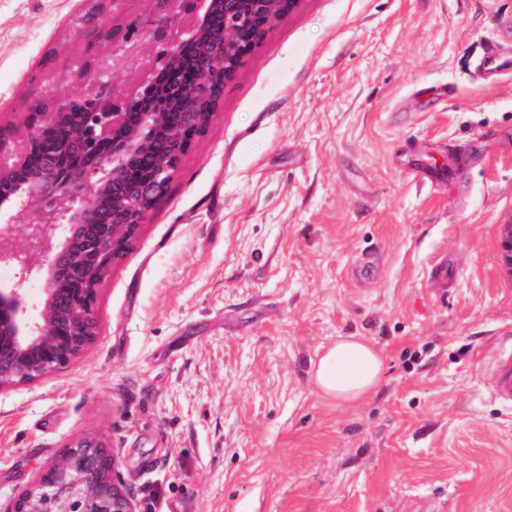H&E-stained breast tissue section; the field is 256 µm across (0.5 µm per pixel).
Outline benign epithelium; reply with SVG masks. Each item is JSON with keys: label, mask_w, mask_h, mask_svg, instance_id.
Listing matches in <instances>:
<instances>
[{"label": "benign epithelium", "mask_w": 512, "mask_h": 512, "mask_svg": "<svg viewBox=\"0 0 512 512\" xmlns=\"http://www.w3.org/2000/svg\"><path fill=\"white\" fill-rule=\"evenodd\" d=\"M106 13L78 19L84 53L70 61L75 85L62 99L43 90L25 102L22 122L0 124V265L43 275L40 321L25 316L19 288H0V391L28 384L66 366L96 336L97 287L166 194L182 158L208 129L217 110L200 103L224 87L300 0H153L155 8L112 24L127 0H107ZM224 26L209 25L217 5ZM196 15L194 25L172 37L176 16ZM147 41L151 79L129 94L117 92L102 46L126 48ZM204 42L194 83L177 96L180 120L150 100L158 74L188 43ZM166 129L164 157L153 174L128 181L125 174ZM65 130L60 148L46 155L40 172L27 176L33 148ZM115 452L92 438L68 444L21 491L12 512H138L114 478Z\"/></svg>", "instance_id": "benign-epithelium-1"}]
</instances>
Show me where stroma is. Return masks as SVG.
<instances>
[{"label":"stroma","instance_id":"1","mask_svg":"<svg viewBox=\"0 0 512 512\" xmlns=\"http://www.w3.org/2000/svg\"><path fill=\"white\" fill-rule=\"evenodd\" d=\"M105 0H0V123L81 50ZM512 0H301L224 87L206 134L97 290V336L0 392V512L94 437L139 512H512V74L475 61ZM473 155L455 187L408 160ZM376 258L371 282L354 278ZM447 258L448 291L428 273ZM361 336L356 403L314 382ZM383 359L363 338H339L319 358L315 372L317 386L338 402L363 399L380 382ZM487 381L495 400L512 405V354L496 360Z\"/></svg>","mask_w":512,"mask_h":512}]
</instances>
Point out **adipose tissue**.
<instances>
[{"label":"adipose tissue","mask_w":512,"mask_h":512,"mask_svg":"<svg viewBox=\"0 0 512 512\" xmlns=\"http://www.w3.org/2000/svg\"><path fill=\"white\" fill-rule=\"evenodd\" d=\"M383 359L375 347L356 336L339 338L320 357L315 379L328 397L343 403L363 399L379 383Z\"/></svg>","instance_id":"ef3b65f1"}]
</instances>
